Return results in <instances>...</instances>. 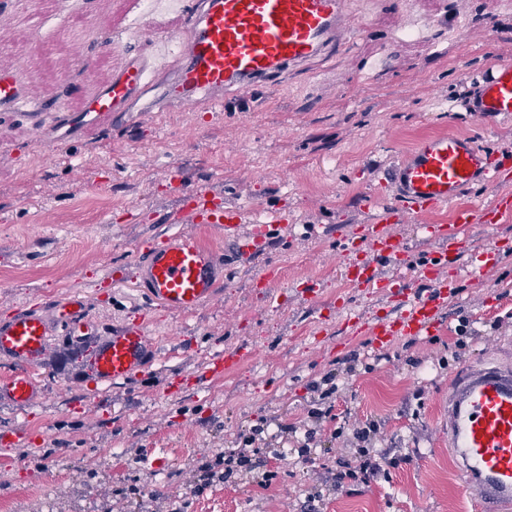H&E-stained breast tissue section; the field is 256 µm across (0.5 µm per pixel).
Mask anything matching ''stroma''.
<instances>
[{"label":"stroma","mask_w":512,"mask_h":512,"mask_svg":"<svg viewBox=\"0 0 512 512\" xmlns=\"http://www.w3.org/2000/svg\"><path fill=\"white\" fill-rule=\"evenodd\" d=\"M140 2L79 0L84 30L41 78L43 96L87 94L83 80L61 72L79 54L101 68L145 55L166 77V35L199 0H155L146 17ZM353 10L364 28L334 56L231 96L220 111L168 104L53 152L31 134L27 113L0 116V320L78 295L102 332L141 318L160 347L144 373L101 387L55 329L35 404H0V504L11 512H303L314 494L321 512H476L441 419L456 370L491 352L512 359V214L491 228L472 224L459 292L427 333L384 346L363 335L352 316L383 315L394 301L349 285L343 268L348 243H361L366 225L395 205L379 185L382 170L421 138L460 132L512 159V114L471 111L482 75L512 61V0H353ZM428 18L435 25L421 32ZM190 194L246 209L248 221L267 226L269 246L230 260L216 299L183 315L149 305L132 273L164 234L187 231L224 250L223 228L182 222ZM452 218L446 208L395 225L409 263L381 272L414 278L410 262L438 249L421 224ZM492 238L505 247L499 264L474 280ZM308 281L312 302L302 294ZM231 348L253 356L209 374ZM354 354L355 374L337 378L332 410L306 442L299 428L318 399L311 382ZM357 420L374 422V450L394 465L339 488ZM283 424L297 433L281 439ZM254 426L281 456L277 480L238 470L197 489V466Z\"/></svg>","instance_id":"35a3bbf8"}]
</instances>
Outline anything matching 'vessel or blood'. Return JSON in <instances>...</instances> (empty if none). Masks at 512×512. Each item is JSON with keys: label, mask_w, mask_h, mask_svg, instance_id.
<instances>
[{"label": "vessel or blood", "mask_w": 512, "mask_h": 512, "mask_svg": "<svg viewBox=\"0 0 512 512\" xmlns=\"http://www.w3.org/2000/svg\"><path fill=\"white\" fill-rule=\"evenodd\" d=\"M359 23L349 0H205L202 14H187L168 37L179 47L175 77L164 93L184 111L199 104L223 109L224 97L281 75L288 66L321 54ZM151 58L128 59L79 106L62 99L57 108L63 123L45 125L38 117L41 99L24 90L23 67L0 75V112L32 116L31 130L49 150L70 142L91 126L125 113L130 101H143L154 84ZM472 110L476 115L512 113V62L486 74ZM501 169L473 137L455 132L420 140L410 153L386 168L380 179L393 191L394 210L385 227H367L361 247L345 265L346 279L357 288L396 298V313L365 323L374 342L386 344L401 334L427 331L457 288L455 267L466 239L449 235L441 224L425 225L429 239L441 250L417 271L415 282L380 272L381 262L405 256L407 244L392 224L438 210L462 197L474 184L496 186ZM512 212V194L502 193L494 208L476 213L457 208L453 221L465 227L499 223ZM192 224H220L234 254H255L266 248V229L242 232L245 212L236 206L196 202L187 211ZM135 280L146 298L170 311H195L216 299L224 278V257L191 233L163 236L149 247L135 268ZM63 328L77 344L96 383L117 384L141 374L155 357L157 346L145 322L135 320L92 340L80 297L50 308H30L0 321V359L11 369L0 377V402L15 407L34 403L41 390L38 371L50 351V336ZM448 451L455 459L463 488L475 494L479 512H512V363L488 354L480 363L463 366L448 380V410L443 420Z\"/></svg>", "instance_id": "obj_1"}]
</instances>
